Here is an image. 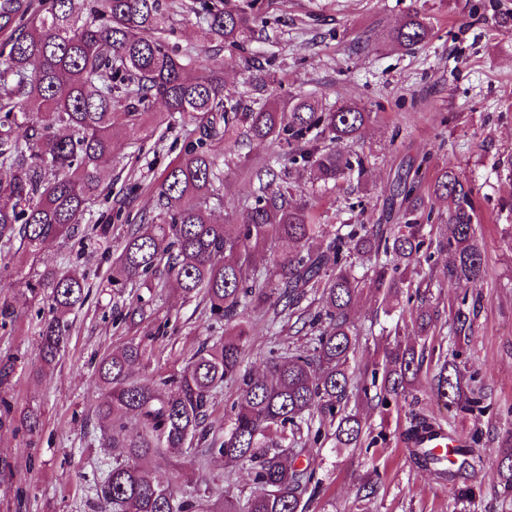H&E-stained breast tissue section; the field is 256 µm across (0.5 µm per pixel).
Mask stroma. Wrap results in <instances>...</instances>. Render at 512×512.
<instances>
[{
	"label": "stroma",
	"instance_id": "1",
	"mask_svg": "<svg viewBox=\"0 0 512 512\" xmlns=\"http://www.w3.org/2000/svg\"><path fill=\"white\" fill-rule=\"evenodd\" d=\"M415 10L425 14L433 37L405 52L388 34ZM168 26L170 46L199 55L202 43L192 13L173 5ZM216 62L229 91L241 99L249 95L251 68L267 62L281 96L301 93L327 106L354 102L371 112L373 121L358 145L370 162L362 181L306 191L320 223H385L396 174L412 160L427 161L422 197H429L446 167L476 185L485 275L468 288L480 309L458 361L474 375L487 408L463 411L434 399L436 365L428 362L418 390L399 405L384 409L350 402L349 411L364 424L361 447L337 448L326 438L306 445L296 460L322 481L308 512H463L448 481L415 467L396 428L416 411L452 423L458 439L480 434L486 449L495 448L498 436L512 428V176L500 168L512 158V0H262L252 41L223 49ZM198 135L197 122L177 115L165 117L151 137L121 134L105 189L71 238L45 246L34 263L18 247L0 245V303L14 310L12 321L0 326V365H14L0 381V394L12 401L16 414L33 408L40 413L36 433L17 422L0 427V512H99L88 491L94 464L105 456L95 444L101 435L95 415L101 391L94 362L164 320L165 350L140 373L148 379L154 370L182 367L208 336L220 335V328L209 324L206 302H182L174 282L149 289L137 281L120 290L108 282L128 225L151 214L160 174ZM212 148L221 156L252 159L224 172V206L215 212L224 221L252 200L253 166L270 159L275 148L243 138L229 145L217 141ZM102 224L109 227L104 236L97 232ZM36 267L85 279L90 293L69 316L68 343L55 366L34 379L45 308L44 300L26 289ZM136 295L146 317L136 325L123 323L121 310ZM351 317L364 333L355 365L380 361L393 341L394 319L367 288L356 297ZM250 326L244 366L253 373L265 372L270 349L306 346L304 335L284 322L254 315ZM206 477L213 493L241 502L250 494L245 466L212 462ZM369 479L378 489L366 499L361 487Z\"/></svg>",
	"mask_w": 512,
	"mask_h": 512
}]
</instances>
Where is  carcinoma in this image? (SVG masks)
I'll use <instances>...</instances> for the list:
<instances>
[{"label": "carcinoma", "mask_w": 512, "mask_h": 512, "mask_svg": "<svg viewBox=\"0 0 512 512\" xmlns=\"http://www.w3.org/2000/svg\"><path fill=\"white\" fill-rule=\"evenodd\" d=\"M213 54L242 47L258 20L254 0L226 8L222 0H200L190 8ZM164 0H0V241L17 239L36 257L48 243L64 240L94 199L105 177L114 138L122 131L153 132L148 120L155 103L170 115L200 123V136L156 184L154 214L128 227L112 268V285L141 280L161 288L176 281L184 299L200 294L210 318L228 326L225 335L203 343L179 371L146 382L134 377L163 353L161 329L134 336L104 355L95 366L103 391L96 414L102 426L99 447L112 461L93 485L100 512H238L229 496L213 498L202 489L204 460L245 464L253 491L244 512H306L315 473L295 465L303 438L334 427L335 447L360 442L363 426L346 412L363 396L385 405L413 391L420 376L426 340L435 335L437 314L425 305L412 316L407 339L383 350L379 392L355 387L352 360L359 345L350 317L358 289L381 295L386 315L411 288L408 277L436 246L447 252V279L461 288L484 275L482 243L474 217L476 187L445 168L432 195L448 206V223L421 222L417 189L426 159L409 165L393 185L397 224H319L305 203L292 196L306 184L323 187L362 175L367 158L354 150L372 122V113L352 102L327 108L303 95L284 98L267 92L272 72L259 65L250 82L259 98L252 108L226 93L223 72L169 48ZM431 27L413 11L391 33L399 48L426 44ZM196 64L197 73L186 75ZM245 133L269 142L288 161L280 172L263 163L253 201L231 224L214 219L224 206V167L211 143ZM340 142L346 151L336 149ZM278 181L267 192L264 178ZM272 251L260 271L256 254ZM369 264L357 276L353 261ZM44 295L49 315L40 321L39 378L64 348L68 315L86 299L79 279L43 272L28 282ZM313 300H308V297ZM478 302L448 303V335H473ZM272 313L288 329L309 335L307 351L271 353L261 376L241 371L247 341L245 315ZM433 394L447 406L469 410L480 392L456 361L454 350L438 360ZM239 385L234 417L222 438L207 439V420L217 389ZM436 431L435 422L413 413L401 433L409 441ZM411 453L417 468L452 481L456 499L476 497L469 457L475 449H455L442 464L424 448ZM173 479L154 476L158 463ZM487 468L505 492H512V430L490 449Z\"/></svg>", "instance_id": "1"}]
</instances>
